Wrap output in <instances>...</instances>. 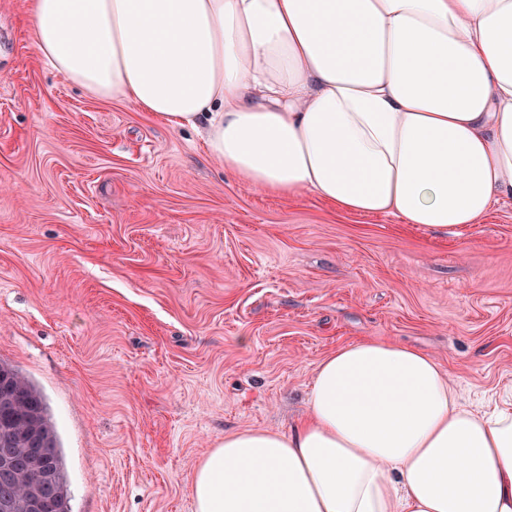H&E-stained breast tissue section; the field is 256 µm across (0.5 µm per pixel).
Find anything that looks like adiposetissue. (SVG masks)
<instances>
[{"instance_id": "obj_1", "label": "adipose tissue", "mask_w": 512, "mask_h": 512, "mask_svg": "<svg viewBox=\"0 0 512 512\" xmlns=\"http://www.w3.org/2000/svg\"><path fill=\"white\" fill-rule=\"evenodd\" d=\"M30 29L257 189L435 233L512 200V0H32ZM189 484L195 512H512V400L472 409L425 352L353 342L301 422L225 435Z\"/></svg>"}]
</instances>
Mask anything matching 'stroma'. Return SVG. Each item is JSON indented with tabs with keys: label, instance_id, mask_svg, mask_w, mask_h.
I'll use <instances>...</instances> for the list:
<instances>
[{
	"label": "stroma",
	"instance_id": "obj_1",
	"mask_svg": "<svg viewBox=\"0 0 512 512\" xmlns=\"http://www.w3.org/2000/svg\"><path fill=\"white\" fill-rule=\"evenodd\" d=\"M0 0V361L44 394L71 512H194L197 462L288 429L319 361L417 347L479 405L512 386V201L438 235L256 190L193 128L100 100Z\"/></svg>",
	"mask_w": 512,
	"mask_h": 512
}]
</instances>
